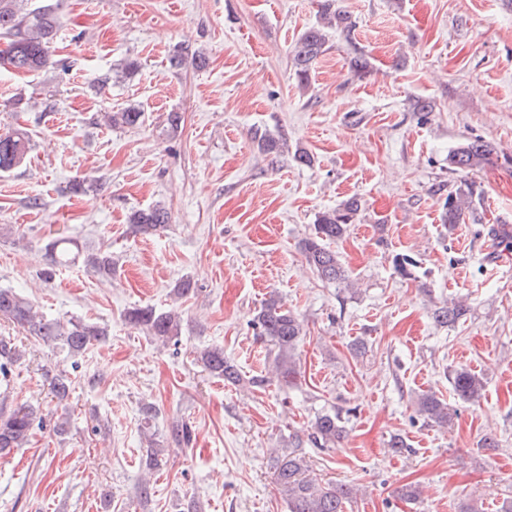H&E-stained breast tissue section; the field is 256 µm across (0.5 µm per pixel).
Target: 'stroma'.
Returning <instances> with one entry per match:
<instances>
[{"label":"stroma","instance_id":"35a3bbf8","mask_svg":"<svg viewBox=\"0 0 512 512\" xmlns=\"http://www.w3.org/2000/svg\"><path fill=\"white\" fill-rule=\"evenodd\" d=\"M38 2L60 18L50 64L0 68V133L31 138L25 162L0 172V288L107 336L74 355L0 320V336L24 352L0 402L36 411L29 443L0 457V512H180L192 499L200 512H288L273 458L295 435L318 478L356 485L347 512H498L512 497V0H339L355 27L328 30L305 85L293 50L320 24L319 0ZM181 47L207 66L171 68ZM127 60L133 75L91 89ZM419 100L430 111H415ZM128 107L143 111L140 125H104V113ZM264 134L281 151L263 152ZM477 138L504 162L450 173L449 151ZM299 151L313 164L296 162ZM464 184L479 221L452 231L443 205ZM354 196L361 209L335 245L348 290L322 281L300 243L320 212ZM156 203L170 212L167 230L133 234L129 214ZM62 237L76 258L44 279ZM99 251L112 255L111 276L85 262ZM402 255L411 277L394 271ZM186 278L194 294L175 296ZM272 295L306 331L296 385L209 375L197 361L208 346L246 375L272 368L274 347L253 325ZM458 300L466 317L436 325L432 310ZM146 305L179 315L177 343L126 320ZM460 368L484 378L478 402L457 399ZM61 373L73 382L63 402L50 386ZM426 392L454 409L448 426L416 415ZM333 408L348 412L347 434L316 448L312 423ZM175 420L192 426L191 444L168 442ZM149 432L165 450L153 472ZM395 435L406 450L392 452ZM406 484L416 501L398 498Z\"/></svg>","mask_w":512,"mask_h":512}]
</instances>
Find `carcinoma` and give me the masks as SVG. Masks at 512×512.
Segmentation results:
<instances>
[{
  "mask_svg": "<svg viewBox=\"0 0 512 512\" xmlns=\"http://www.w3.org/2000/svg\"><path fill=\"white\" fill-rule=\"evenodd\" d=\"M323 24L305 30L295 48L292 65L301 82L309 80L313 64L324 52L327 43L325 28L336 26L350 32L354 22L338 7V0H321ZM59 21L48 5H32V0H0V35L9 39L8 48L0 52V66L5 65L17 72L33 73L49 63L52 45L57 37ZM191 61L202 68L206 57L202 53H174L169 58L173 68H180ZM144 112L129 107L121 112L107 114L106 125L134 127L143 122ZM29 135L22 129H14L0 135V172H6L21 165L29 151ZM500 158L496 146L485 140L466 141L456 146L448 155L449 170L453 173L468 172L493 165ZM361 209L356 197L347 200L341 207L321 213L314 224L312 233L301 243V251L308 264L319 277L346 288L351 287L348 273L331 243L343 238L349 231L354 216ZM477 209L471 188L457 189L448 193L442 223L448 230H454L466 219L475 217ZM170 222V213L161 205L134 211L129 224L135 234L159 232ZM86 264L102 275H112V255L106 252L90 255ZM467 315V307L454 302L449 306L436 308L432 319L440 326L455 323ZM127 319L145 327L148 334L162 342L177 337L181 331L180 317L170 312H158L150 307H133L127 311ZM5 318L27 328L29 333L43 342L59 341L70 353L84 352L94 341L101 339L105 331L79 318L66 322L48 321L39 315L34 304L11 289H0V319ZM254 326L258 336L271 342L275 348L274 367L279 381L288 384L296 380L298 370L297 348L305 336L303 324L298 316L282 301L270 297L258 309ZM23 357L22 352L7 337L0 338V380L7 383V365ZM198 360L213 376L224 379L231 385L247 384L262 389L268 383L263 375L244 377L232 361L224 357V349L210 347L201 350ZM454 390L463 401L476 402L485 388L482 378L466 369L456 371ZM416 413L424 422L445 426L452 419L448 402L433 393L422 395L417 402ZM35 412L21 406L7 411L0 408V456L13 448L28 443ZM347 418L340 410L319 413L314 422L313 444L323 448L333 444L346 433ZM168 437L177 446H187L192 441L191 427L181 421L171 425ZM291 449L276 460L275 482L288 501L289 512H343L345 503L355 495V488L342 483H321L309 474L306 453L297 437L289 441Z\"/></svg>",
  "mask_w": 512,
  "mask_h": 512,
  "instance_id": "cac0c4a2",
  "label": "carcinoma"
}]
</instances>
